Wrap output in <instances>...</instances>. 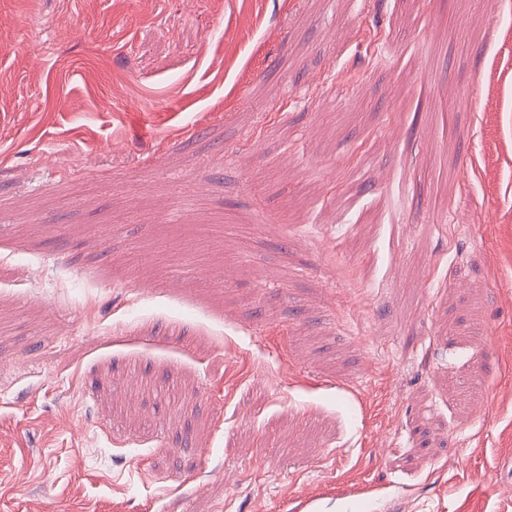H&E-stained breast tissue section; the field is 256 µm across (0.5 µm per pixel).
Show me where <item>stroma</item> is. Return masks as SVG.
I'll return each mask as SVG.
<instances>
[{"label": "stroma", "instance_id": "1", "mask_svg": "<svg viewBox=\"0 0 512 512\" xmlns=\"http://www.w3.org/2000/svg\"><path fill=\"white\" fill-rule=\"evenodd\" d=\"M0 512H512V0H0Z\"/></svg>", "mask_w": 512, "mask_h": 512}]
</instances>
